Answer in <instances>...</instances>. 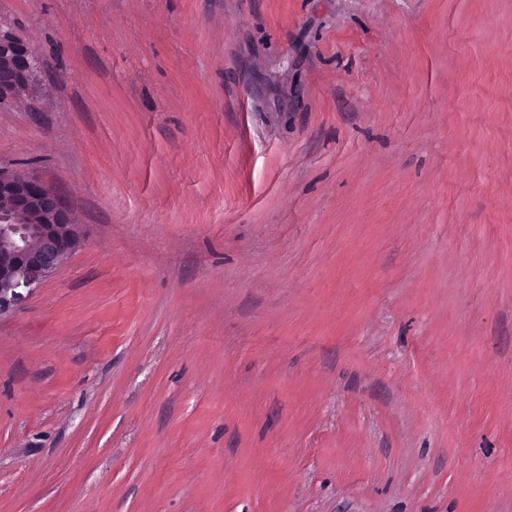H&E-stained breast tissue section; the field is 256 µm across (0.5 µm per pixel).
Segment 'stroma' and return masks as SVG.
I'll return each instance as SVG.
<instances>
[{"label":"stroma","instance_id":"stroma-1","mask_svg":"<svg viewBox=\"0 0 512 512\" xmlns=\"http://www.w3.org/2000/svg\"><path fill=\"white\" fill-rule=\"evenodd\" d=\"M0 25L80 236L0 313V512H512V0ZM41 63L9 28L0 26V105L29 92Z\"/></svg>","mask_w":512,"mask_h":512}]
</instances>
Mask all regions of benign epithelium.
Returning <instances> with one entry per match:
<instances>
[{
  "label": "benign epithelium",
  "instance_id": "benign-epithelium-1",
  "mask_svg": "<svg viewBox=\"0 0 512 512\" xmlns=\"http://www.w3.org/2000/svg\"><path fill=\"white\" fill-rule=\"evenodd\" d=\"M41 63L0 26V105L28 94ZM79 234L56 191L35 173L0 166V313L51 277L78 247Z\"/></svg>",
  "mask_w": 512,
  "mask_h": 512
}]
</instances>
